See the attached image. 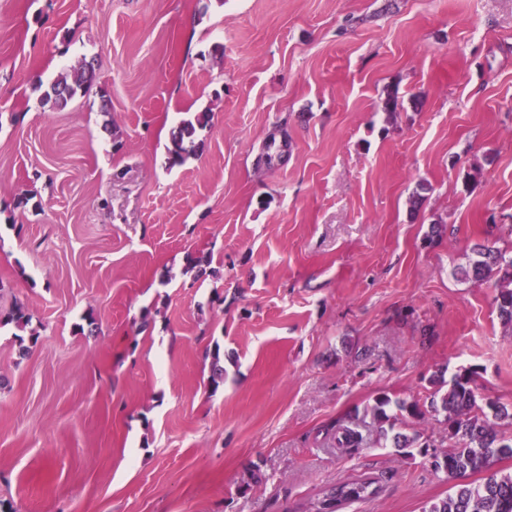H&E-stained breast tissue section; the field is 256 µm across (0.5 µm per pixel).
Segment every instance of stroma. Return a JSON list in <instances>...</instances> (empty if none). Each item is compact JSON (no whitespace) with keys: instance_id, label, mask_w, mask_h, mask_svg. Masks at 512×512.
<instances>
[{"instance_id":"35a3bbf8","label":"stroma","mask_w":512,"mask_h":512,"mask_svg":"<svg viewBox=\"0 0 512 512\" xmlns=\"http://www.w3.org/2000/svg\"><path fill=\"white\" fill-rule=\"evenodd\" d=\"M83 63L91 89L43 106ZM483 242L512 248V0H0V312L39 337L22 359L0 329V500L305 512L367 473L380 494L343 512H423L451 487L426 458L327 428L462 367L512 405L497 290L455 274ZM210 117L211 113L208 110L196 112L172 131L168 158L170 166L182 164L187 155L197 151L199 145L195 143L194 138L198 130L208 126ZM31 321L28 308L23 304L15 303L3 314L0 313V329L12 325L17 331L25 332ZM362 428H367L364 418L358 423L336 421V424H332L328 431H333L332 436L336 442V448H346L351 451L363 448L367 444V437L363 434Z\"/></svg>"}]
</instances>
